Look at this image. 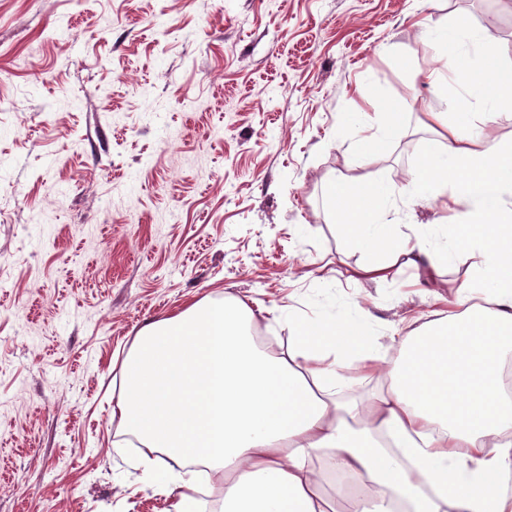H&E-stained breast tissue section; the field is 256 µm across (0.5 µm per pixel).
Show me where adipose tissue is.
Returning a JSON list of instances; mask_svg holds the SVG:
<instances>
[{"mask_svg":"<svg viewBox=\"0 0 512 512\" xmlns=\"http://www.w3.org/2000/svg\"><path fill=\"white\" fill-rule=\"evenodd\" d=\"M434 118L453 131L448 159L426 156L406 194L451 196L461 222L402 235L386 184L362 193L337 180L329 195L346 203V241L369 273L402 259L431 274L457 250L477 254L455 312L400 337L392 360L352 310L300 321L285 357L260 349L257 316L236 298L146 325L112 414L148 449L147 474L167 456L223 472L218 512H323L318 470L358 484L344 512H512V394L500 374L512 355V147L470 149L453 113ZM382 361L385 389L346 397L360 365Z\"/></svg>","mask_w":512,"mask_h":512,"instance_id":"1","label":"adipose tissue"}]
</instances>
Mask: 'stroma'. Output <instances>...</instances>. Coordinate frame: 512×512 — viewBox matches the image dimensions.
<instances>
[{"instance_id":"35a3bbf8","label":"stroma","mask_w":512,"mask_h":512,"mask_svg":"<svg viewBox=\"0 0 512 512\" xmlns=\"http://www.w3.org/2000/svg\"><path fill=\"white\" fill-rule=\"evenodd\" d=\"M452 26L512 76V0H0V512H174L112 409L139 330L193 302L242 299L278 356L306 315L452 312L477 255L378 283L327 194L444 151L462 60L425 31ZM398 132V125L393 121L382 122L377 133L365 138L364 145L370 153L379 151L390 140H392Z\"/></svg>"}]
</instances>
